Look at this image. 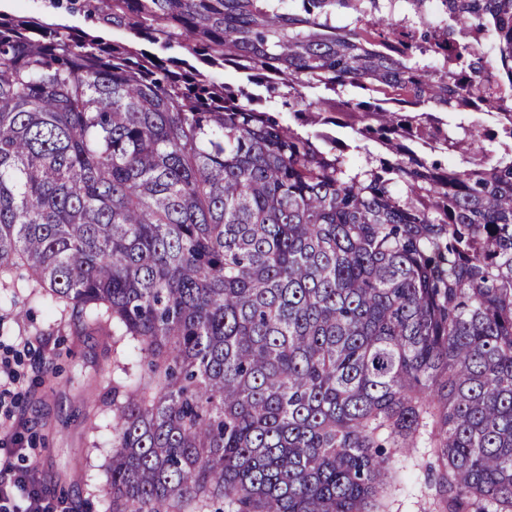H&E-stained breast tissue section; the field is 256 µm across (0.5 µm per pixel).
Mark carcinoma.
<instances>
[{
	"mask_svg": "<svg viewBox=\"0 0 512 512\" xmlns=\"http://www.w3.org/2000/svg\"><path fill=\"white\" fill-rule=\"evenodd\" d=\"M424 2L66 5L151 51L0 10V288L135 355L107 512H383L393 448L512 512V0ZM168 54L188 60L190 64L194 65L205 75H208V77L217 84H221L224 81L238 84V82H236L238 79V74H236L232 69H226L224 71L223 69L208 67L205 64L198 62L194 57L188 54L186 50L180 48H175L174 50L168 52Z\"/></svg>",
	"mask_w": 512,
	"mask_h": 512,
	"instance_id": "obj_1",
	"label": "carcinoma"
}]
</instances>
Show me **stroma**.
<instances>
[{"mask_svg": "<svg viewBox=\"0 0 512 512\" xmlns=\"http://www.w3.org/2000/svg\"><path fill=\"white\" fill-rule=\"evenodd\" d=\"M21 355L14 417L0 428V448L32 449L41 483L64 512H105L111 415L90 407L99 373L126 366L128 344L95 331L78 332L70 314L48 302L0 288V360ZM386 512H444L439 466L430 449L398 458Z\"/></svg>", "mask_w": 512, "mask_h": 512, "instance_id": "1", "label": "stroma"}]
</instances>
